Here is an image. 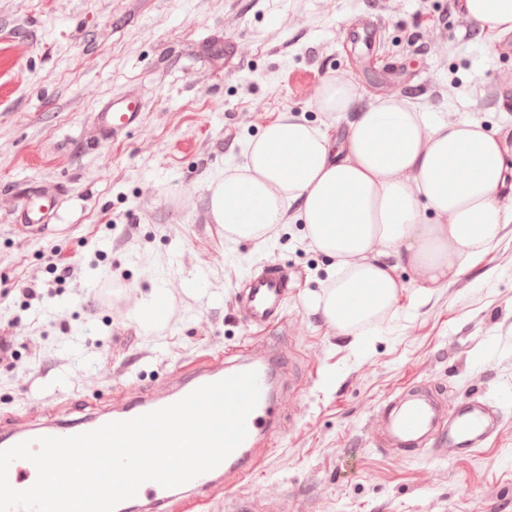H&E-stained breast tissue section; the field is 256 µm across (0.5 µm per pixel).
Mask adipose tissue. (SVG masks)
I'll list each match as a JSON object with an SVG mask.
<instances>
[{
  "instance_id": "obj_1",
  "label": "adipose tissue",
  "mask_w": 512,
  "mask_h": 512,
  "mask_svg": "<svg viewBox=\"0 0 512 512\" xmlns=\"http://www.w3.org/2000/svg\"><path fill=\"white\" fill-rule=\"evenodd\" d=\"M482 31L512 36V0H461ZM358 86L327 77L314 104L353 114L342 143L328 130L282 117L245 151L243 166L210 186V210L232 241L254 240L287 208L312 245L334 258L336 276L318 302L330 325L353 332L378 325L395 305L398 268L442 287L495 246L512 209V142L473 118L438 121L400 94L358 110Z\"/></svg>"
}]
</instances>
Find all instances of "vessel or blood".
<instances>
[{
    "label": "vessel or blood",
    "instance_id": "b4317fda",
    "mask_svg": "<svg viewBox=\"0 0 512 512\" xmlns=\"http://www.w3.org/2000/svg\"><path fill=\"white\" fill-rule=\"evenodd\" d=\"M142 121V106L138 94L129 92L104 103L93 114L91 122L100 136H117L131 132ZM58 204L54 188L42 187L25 196L20 208L12 220L17 224L45 226L51 219V212ZM288 290L287 270L270 265L255 275L250 281L246 300L250 309V322L257 326H267L279 316ZM265 358L251 359L240 364V371H257L260 384V398L256 408L247 419L248 435L246 439L216 468L203 473L191 481L173 488H165L149 481L142 484L137 494L120 502L115 512H170L175 502L181 501L187 494L205 490L222 479L227 472L246 477L258 466L251 447L259 434L264 433L272 424L280 403L273 391L274 379ZM228 375L224 368L210 369L182 379L178 387L162 397L139 396L114 410L89 412L72 420H45L21 428H10L7 434L0 436V450L15 446L21 442L43 436L68 437L95 430L113 421L130 420L171 405L198 387L220 381ZM436 419L434 404L424 396H415L408 400L390 419L393 436L403 444L409 445L421 437ZM489 424L483 409L468 405L459 409L447 433L440 435L438 444L455 445L456 442L472 443L488 430ZM37 479V470L29 461L19 459L11 463L8 469V481L18 490L31 487Z\"/></svg>",
    "mask_w": 512,
    "mask_h": 512
}]
</instances>
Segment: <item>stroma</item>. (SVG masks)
I'll return each instance as SVG.
<instances>
[{
    "mask_svg": "<svg viewBox=\"0 0 512 512\" xmlns=\"http://www.w3.org/2000/svg\"><path fill=\"white\" fill-rule=\"evenodd\" d=\"M501 46L448 0H0V332L15 350L0 361V429L24 410L73 419L82 403L162 396L208 357L229 366L278 339L294 362L273 437L251 476L205 493V512H512V223L443 287L398 269L392 311L344 333L317 305L334 261L303 225L228 241L208 189L277 118L344 130L314 106L330 75L359 86L362 110L398 93L512 133V109L484 96L512 92ZM130 91L141 125L90 138L92 112ZM42 182L62 189L52 224L15 226L3 184ZM269 265L293 283L258 333L234 297ZM159 292L169 315L148 331L138 315ZM416 388L443 417L488 401L500 420L471 452L400 455L386 412Z\"/></svg>",
    "mask_w": 512,
    "mask_h": 512,
    "instance_id": "obj_1",
    "label": "stroma"
}]
</instances>
